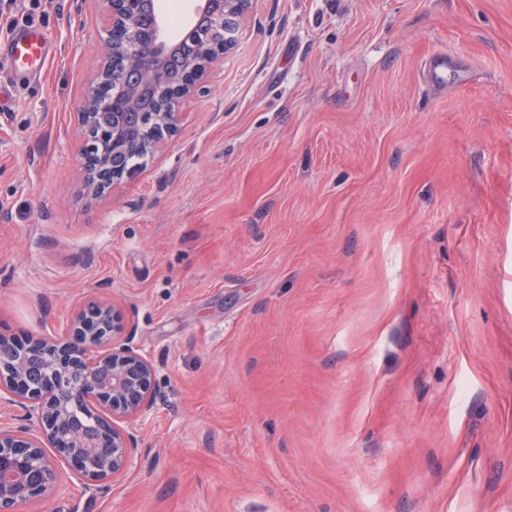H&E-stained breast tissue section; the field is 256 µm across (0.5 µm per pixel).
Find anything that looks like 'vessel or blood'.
Instances as JSON below:
<instances>
[{
	"label": "vessel or blood",
	"instance_id": "1",
	"mask_svg": "<svg viewBox=\"0 0 512 512\" xmlns=\"http://www.w3.org/2000/svg\"><path fill=\"white\" fill-rule=\"evenodd\" d=\"M55 53L52 38L32 27L16 28L6 40L0 41V63L7 65L16 83L39 78Z\"/></svg>",
	"mask_w": 512,
	"mask_h": 512
}]
</instances>
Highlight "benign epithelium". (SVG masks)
Returning <instances> with one entry per match:
<instances>
[{"label": "benign epithelium", "instance_id": "7a95c632", "mask_svg": "<svg viewBox=\"0 0 512 512\" xmlns=\"http://www.w3.org/2000/svg\"><path fill=\"white\" fill-rule=\"evenodd\" d=\"M252 0H193L190 20L216 39L184 57L154 0H97L107 22L102 63L79 113L89 141L81 167L86 195L98 197L130 177V155L153 154L182 121L206 68L234 48ZM122 53L120 81L107 72ZM111 110L110 121L97 112ZM156 367L135 343L124 309L112 301L76 310L63 336L37 337L20 348L0 336V404L20 408L15 426H0V512H21L61 488L53 448L89 490L123 475L138 447L135 425L156 399Z\"/></svg>", "mask_w": 512, "mask_h": 512}]
</instances>
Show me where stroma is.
I'll return each instance as SVG.
<instances>
[{
  "label": "stroma",
  "mask_w": 512,
  "mask_h": 512,
  "mask_svg": "<svg viewBox=\"0 0 512 512\" xmlns=\"http://www.w3.org/2000/svg\"><path fill=\"white\" fill-rule=\"evenodd\" d=\"M32 25L56 56L0 107V332L116 300L158 398L123 478L24 512H512V0H252L93 199L104 23Z\"/></svg>",
  "instance_id": "obj_1"
}]
</instances>
